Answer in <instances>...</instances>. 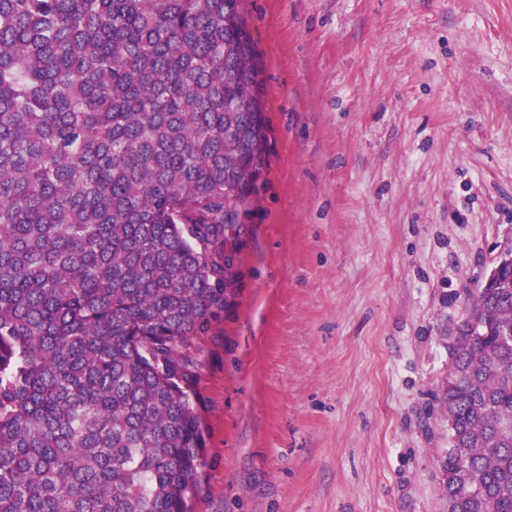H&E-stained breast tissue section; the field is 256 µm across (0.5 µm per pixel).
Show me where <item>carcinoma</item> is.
<instances>
[{
  "label": "carcinoma",
  "instance_id": "carcinoma-1",
  "mask_svg": "<svg viewBox=\"0 0 512 512\" xmlns=\"http://www.w3.org/2000/svg\"><path fill=\"white\" fill-rule=\"evenodd\" d=\"M261 73L243 0H0V512H189ZM451 355L448 512H512L511 269Z\"/></svg>",
  "mask_w": 512,
  "mask_h": 512
}]
</instances>
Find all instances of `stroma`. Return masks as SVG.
<instances>
[{
    "mask_svg": "<svg viewBox=\"0 0 512 512\" xmlns=\"http://www.w3.org/2000/svg\"><path fill=\"white\" fill-rule=\"evenodd\" d=\"M245 9L269 160L194 346L191 512H448V345L512 248V0Z\"/></svg>",
    "mask_w": 512,
    "mask_h": 512,
    "instance_id": "1",
    "label": "stroma"
}]
</instances>
